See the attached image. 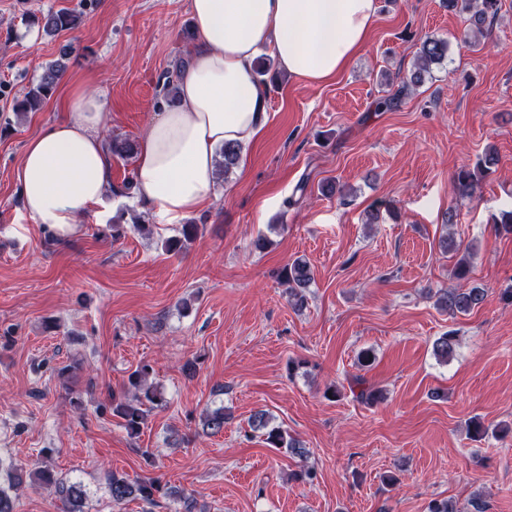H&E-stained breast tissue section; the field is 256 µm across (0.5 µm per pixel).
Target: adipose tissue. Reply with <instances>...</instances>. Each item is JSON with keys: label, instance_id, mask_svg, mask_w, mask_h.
Wrapping results in <instances>:
<instances>
[{"label": "adipose tissue", "instance_id": "obj_1", "mask_svg": "<svg viewBox=\"0 0 512 512\" xmlns=\"http://www.w3.org/2000/svg\"><path fill=\"white\" fill-rule=\"evenodd\" d=\"M195 41L164 106L139 139L134 189L160 222L200 212L215 182L218 150L248 145L267 121L256 59L314 84L341 73L366 46L377 0H191ZM70 111L27 142L16 171L28 216L55 238L76 234L110 187L101 137L102 91H73Z\"/></svg>", "mask_w": 512, "mask_h": 512}]
</instances>
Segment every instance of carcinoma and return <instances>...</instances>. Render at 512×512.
Returning a JSON list of instances; mask_svg holds the SVG:
<instances>
[{
    "instance_id": "1",
    "label": "carcinoma",
    "mask_w": 512,
    "mask_h": 512,
    "mask_svg": "<svg viewBox=\"0 0 512 512\" xmlns=\"http://www.w3.org/2000/svg\"><path fill=\"white\" fill-rule=\"evenodd\" d=\"M500 0H446L450 10H458L471 14L470 20L476 26H481L496 15L500 9ZM43 29L47 34L75 28L81 23V14L75 10L61 9L51 12L43 17ZM448 53V41L444 39L427 37L422 40L418 55L416 70L408 77L402 78L401 87L396 93L388 95L377 102V108L382 111H393L399 108L402 102V95L411 87L419 85L423 81L424 74L429 72L430 66L441 62ZM184 65L179 60L172 69L163 74V100L171 103L177 96V74ZM64 65L60 62L45 67L38 82L31 86L16 101L15 111L21 115L30 112H37L49 99L55 88ZM108 150L120 157L128 158L134 155V142L123 139H113L108 143ZM241 146L233 143H226L219 150L218 167L220 171L227 173L240 158ZM495 164V157L491 154L477 159L471 167L461 168L455 177V186L462 196H473L475 184L478 182L477 175L486 176L490 173L491 167ZM199 225L189 222L181 226L178 235L168 238L164 242V250L168 253L180 252L187 248L198 235ZM314 279L313 270L310 264L303 259H296L289 263L283 273L284 283L288 288V297L293 304L299 308L307 302L306 290ZM485 300V290L477 286L466 290H448L438 299L439 307L451 315L468 314L479 307ZM457 338L454 333L447 332L438 337L433 344L434 355L441 361H448L456 352ZM153 369L148 364L138 366L128 376V395L118 398L110 396L112 401V414L122 420L127 432L138 435L147 423L150 415L157 409L166 405L165 396L161 387L151 381ZM359 391L356 398L369 405L381 398L379 390L365 385L363 377L355 379ZM224 408L219 407L208 413L202 420V432L207 435H215L224 430ZM250 425L252 430L262 432L265 442L272 448H284L295 454L301 453L299 443L279 427L269 426L268 414L258 411L253 414ZM5 471V482L0 484V512H14V499L12 491L18 490L26 481L30 480L36 484L52 487L60 498L66 512H81V504L86 491L83 486L77 483H69L57 476L47 468L41 467L32 473L21 468L10 465L3 467L0 460V471ZM160 491V486L153 481H130L124 476L112 475L109 479V493L112 501L123 502L131 497H139L149 503L154 502V495Z\"/></svg>"
}]
</instances>
